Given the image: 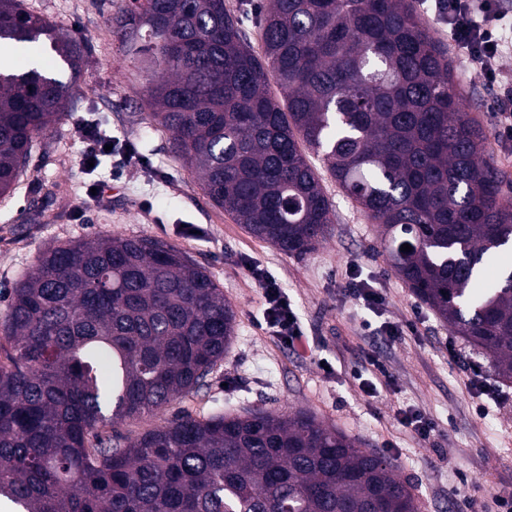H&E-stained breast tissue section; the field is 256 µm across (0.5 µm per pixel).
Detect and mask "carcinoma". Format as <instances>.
I'll return each mask as SVG.
<instances>
[{"label": "carcinoma", "instance_id": "cac0c4a2", "mask_svg": "<svg viewBox=\"0 0 512 512\" xmlns=\"http://www.w3.org/2000/svg\"><path fill=\"white\" fill-rule=\"evenodd\" d=\"M112 28L216 207L311 253L334 224L313 151L379 225L396 275L512 382V265L485 277L512 250V199L415 0H266L257 49L224 0H133ZM42 41L58 70L0 69V196L68 110L85 58L80 37L0 0V47ZM235 320L211 273L160 241L44 251L0 320V497L17 512H421L386 458L305 411L103 436L205 386Z\"/></svg>", "mask_w": 512, "mask_h": 512}]
</instances>
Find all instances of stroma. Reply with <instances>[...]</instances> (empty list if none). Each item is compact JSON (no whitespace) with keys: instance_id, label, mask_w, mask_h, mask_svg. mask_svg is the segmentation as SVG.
<instances>
[{"instance_id":"1","label":"stroma","mask_w":512,"mask_h":512,"mask_svg":"<svg viewBox=\"0 0 512 512\" xmlns=\"http://www.w3.org/2000/svg\"><path fill=\"white\" fill-rule=\"evenodd\" d=\"M131 0H24V7L67 32H76L86 56L73 101L50 132L39 136L13 195L0 197V317L7 296L50 246L103 235L164 241L206 268L236 312V332L208 385L153 417L120 425L134 435L181 413L242 415L255 408L284 413L303 410L356 438L389 459L421 504L422 512H473L470 502L512 493V383L502 381L483 355L454 336L392 271L380 246L379 229L346 196L325 165L317 172L329 199L331 236L302 257L290 256L252 238L217 208L183 160L172 152L170 134L149 116V75L127 55L112 33L111 18ZM456 75L466 104L491 130L487 156L505 175L512 197V141L494 132L500 87L485 79L461 54ZM96 120L119 141L133 142L150 160L112 171L83 166L85 146L74 135L77 116ZM59 192L41 200V186ZM108 189L105 202L84 204L90 185ZM194 225L196 235L185 232ZM271 272L288 293L303 328L314 341L309 353L283 347L262 317V290L246 264ZM380 288L385 315L413 322L416 330L391 341L360 329L366 314L344 294L349 277ZM456 351L458 360L448 357ZM386 366L393 382L379 397H366L354 378L367 354ZM336 367L324 375L320 360ZM481 367L473 374L471 364ZM490 390L500 400L488 415L476 414L477 397ZM415 408L440 434L423 442L396 420L398 409Z\"/></svg>"}]
</instances>
